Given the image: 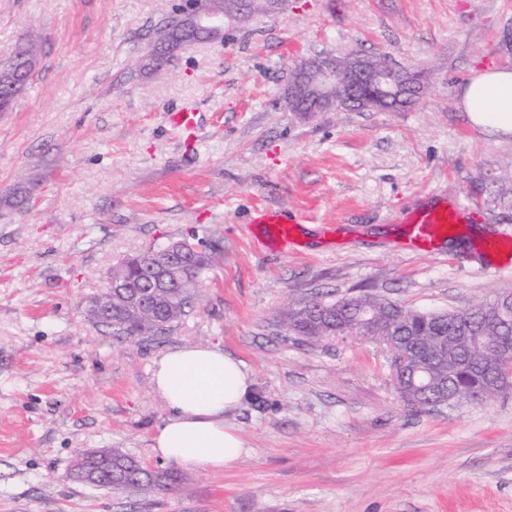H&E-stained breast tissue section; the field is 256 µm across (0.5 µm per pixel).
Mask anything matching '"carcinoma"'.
Returning a JSON list of instances; mask_svg holds the SVG:
<instances>
[{
	"label": "carcinoma",
	"mask_w": 512,
	"mask_h": 512,
	"mask_svg": "<svg viewBox=\"0 0 512 512\" xmlns=\"http://www.w3.org/2000/svg\"><path fill=\"white\" fill-rule=\"evenodd\" d=\"M38 46L20 44L14 58L24 66L21 93L32 77ZM146 247L112 268V276L127 278L136 274L138 264L151 258ZM211 262L208 254L180 267L167 280L162 295L177 296L172 309L157 322L148 314L130 308L118 295L112 297V317L101 325L128 339H147L169 333L186 315L198 279ZM512 290L497 293L471 307L448 311L408 308L398 302L371 294L327 298L314 296L288 303L281 324L289 333L319 340L326 336L351 333L378 341L391 351L394 380L403 398L414 397L426 389L430 407L459 402H491L512 386V363L500 349L512 340ZM480 337L475 343L470 337ZM112 473L133 470V458L118 448L112 449ZM184 479L159 474H139L122 482L126 488H152L167 491Z\"/></svg>",
	"instance_id": "1"
}]
</instances>
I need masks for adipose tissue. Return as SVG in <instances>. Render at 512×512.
Here are the masks:
<instances>
[{
  "label": "adipose tissue",
  "instance_id": "ef3b65f1",
  "mask_svg": "<svg viewBox=\"0 0 512 512\" xmlns=\"http://www.w3.org/2000/svg\"><path fill=\"white\" fill-rule=\"evenodd\" d=\"M460 104L473 125L512 135V68L473 71ZM151 372L166 410L152 438L156 457L218 471L242 456L245 443L226 422L252 383L242 361L215 345L184 346L154 361Z\"/></svg>",
  "mask_w": 512,
  "mask_h": 512
}]
</instances>
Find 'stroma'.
Instances as JSON below:
<instances>
[{
	"label": "stroma",
	"mask_w": 512,
	"mask_h": 512,
	"mask_svg": "<svg viewBox=\"0 0 512 512\" xmlns=\"http://www.w3.org/2000/svg\"><path fill=\"white\" fill-rule=\"evenodd\" d=\"M226 26L166 70L140 72L172 0H0V62L37 38L35 74L0 112V512H512V393L420 410L388 349L353 334L287 333L289 301L373 294L460 309L512 287L484 240L512 232V136L459 104L472 70L512 67V0H283ZM381 55L418 72L423 97L386 111L303 118L281 91L316 56ZM193 106L186 152L170 109ZM457 203L440 251L401 248L405 212ZM306 213L302 252L267 251L254 208ZM184 240L220 257L166 336L127 341L88 300L112 267ZM212 344L252 384L227 418L248 450L220 471L187 467L174 490L70 477L118 448L153 469L166 415L154 360Z\"/></svg>",
	"instance_id": "stroma-1"
}]
</instances>
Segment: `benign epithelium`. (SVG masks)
<instances>
[{"label":"benign epithelium","mask_w":512,"mask_h":512,"mask_svg":"<svg viewBox=\"0 0 512 512\" xmlns=\"http://www.w3.org/2000/svg\"><path fill=\"white\" fill-rule=\"evenodd\" d=\"M177 20L173 36L160 46L154 45L151 58L160 67L165 61L198 43L224 38V26L232 21H247L253 15L252 0H177ZM16 69L13 61L0 64V107L10 105ZM424 86L417 75L394 67L387 59L378 61L352 54L345 58L315 57L302 62L292 80L283 89L286 102L299 112H326L333 108L392 110L402 103L417 100ZM202 250L186 247L182 241H171L154 254L149 266V279L144 291L131 292L126 284L107 278L104 288L90 298L92 317L105 320L112 315V295L120 293L134 302L137 311H160L154 289L160 287L163 275L176 266V260ZM110 455L105 448L88 450L74 463L71 475L84 483L98 485L112 478V470L98 464Z\"/></svg>","instance_id":"1"}]
</instances>
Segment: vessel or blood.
<instances>
[{
	"mask_svg": "<svg viewBox=\"0 0 512 512\" xmlns=\"http://www.w3.org/2000/svg\"><path fill=\"white\" fill-rule=\"evenodd\" d=\"M197 113L194 108L183 106L168 111L167 122L184 139L187 149L197 145ZM464 218L460 206H428L411 210L404 218L406 225L404 247L410 251L434 254L442 238L450 227ZM262 226L263 244L266 248L282 254L297 251L299 243L295 238L297 224L302 218L298 215H285L279 211H265L255 218Z\"/></svg>",
	"mask_w": 512,
	"mask_h": 512,
	"instance_id": "b4317fda",
	"label": "vessel or blood"
}]
</instances>
